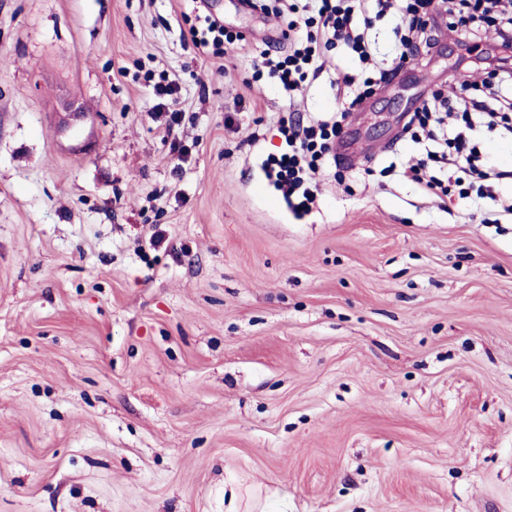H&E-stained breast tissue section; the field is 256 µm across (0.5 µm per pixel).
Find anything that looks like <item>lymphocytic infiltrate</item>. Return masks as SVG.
Returning <instances> with one entry per match:
<instances>
[{"label": "lymphocytic infiltrate", "instance_id": "obj_1", "mask_svg": "<svg viewBox=\"0 0 512 512\" xmlns=\"http://www.w3.org/2000/svg\"><path fill=\"white\" fill-rule=\"evenodd\" d=\"M273 14L285 28L283 37L293 39L294 48L287 55L270 50L256 51L251 66L256 75L276 79L286 94H294L309 76L321 73L324 49L345 44L357 54L364 68L375 67L372 52L359 25H371L373 16L393 13L399 16L405 33L401 38L399 64L414 61L421 46H432L438 29L435 15L447 17L448 26L463 37H476L482 24L493 25L503 50L491 70L492 79L474 84L465 74L450 76L449 81L463 90L479 89L493 104L481 112H463V126H447L443 114L448 98L435 92L418 107L410 120L418 138L432 142L433 150L425 158L408 165L404 175L427 194L447 192L456 186L460 195H468L478 184H491L505 177L487 152L475 142L476 128L512 137V0H274ZM310 27L306 38H296L300 26ZM288 151L274 161L277 183L286 193L302 192L297 208L309 210L315 200L312 190L303 189L305 176L316 174L321 162L332 156L343 125L335 119L303 124L296 119L281 122ZM454 167L452 185H445L435 174L434 164Z\"/></svg>", "mask_w": 512, "mask_h": 512}]
</instances>
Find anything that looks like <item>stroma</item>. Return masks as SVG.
<instances>
[{
    "instance_id": "35a3bbf8",
    "label": "stroma",
    "mask_w": 512,
    "mask_h": 512,
    "mask_svg": "<svg viewBox=\"0 0 512 512\" xmlns=\"http://www.w3.org/2000/svg\"><path fill=\"white\" fill-rule=\"evenodd\" d=\"M212 10L218 56L182 38ZM281 28L239 0H0V512H512V217L388 169L424 151L414 107L502 49L438 32L299 217L278 120L339 111L359 61L330 48L289 102L250 66Z\"/></svg>"
}]
</instances>
